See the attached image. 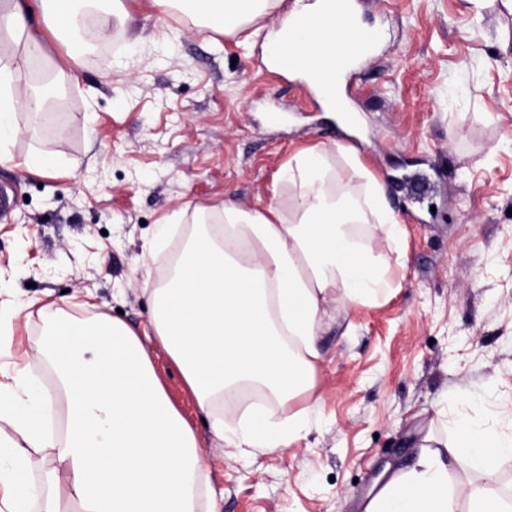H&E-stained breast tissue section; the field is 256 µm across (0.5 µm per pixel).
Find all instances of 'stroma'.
<instances>
[{
    "label": "stroma",
    "instance_id": "obj_1",
    "mask_svg": "<svg viewBox=\"0 0 512 512\" xmlns=\"http://www.w3.org/2000/svg\"><path fill=\"white\" fill-rule=\"evenodd\" d=\"M380 39L342 82L357 156L384 186L401 231L361 227L390 265L377 303L337 312L305 429L283 451L221 449L153 334L144 282H157L201 216L232 201L294 213L283 171L325 151L337 191L362 193L337 149L347 136L303 79L278 74L263 43L278 9L224 35L123 0L135 14L95 59L78 52L62 109L8 146L0 184V311L45 393L39 308L73 295L139 335L175 408L193 427L219 512H364L450 421L512 433V11L501 0H356ZM57 161L41 176L33 153ZM170 235L151 247L155 227Z\"/></svg>",
    "mask_w": 512,
    "mask_h": 512
}]
</instances>
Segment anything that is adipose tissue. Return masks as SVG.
Here are the masks:
<instances>
[{
	"mask_svg": "<svg viewBox=\"0 0 512 512\" xmlns=\"http://www.w3.org/2000/svg\"><path fill=\"white\" fill-rule=\"evenodd\" d=\"M0 0V46L12 57L40 56L54 79L68 71L46 57L42 32L72 33L88 9L99 36L132 21L121 0ZM172 5L225 33L240 31L277 9L283 0H152ZM322 0H296L289 21L268 34L267 60L289 72H315L309 47L327 39L320 22ZM16 70L0 65V161L2 145L22 132L20 116L41 108L37 97L18 95ZM354 177L366 196L336 194L322 151L296 157L288 180L294 187V218L279 207L243 209L224 205V236L201 231L187 245L161 286L144 284L152 300V326L176 364L215 436L226 448L288 447L303 430V413L290 401L310 398L322 361L317 340L328 325L327 307L347 309L375 302L388 286L389 261L357 240L354 227L375 219L386 236L399 224L381 185L357 158ZM39 356L53 369L58 393L37 396L20 410L30 391L26 368L0 377V512H218L194 429L168 399L140 338L127 324L98 314L79 318L64 308L44 313ZM245 385L261 388L279 403L280 421L260 408L231 420L214 410ZM465 457L483 485L448 487V459ZM512 458V436L456 424V441L425 454L394 475L366 505V512H512L491 486L503 459ZM41 482L32 479L33 470Z\"/></svg>",
	"mask_w": 512,
	"mask_h": 512,
	"instance_id": "1",
	"label": "adipose tissue"
}]
</instances>
